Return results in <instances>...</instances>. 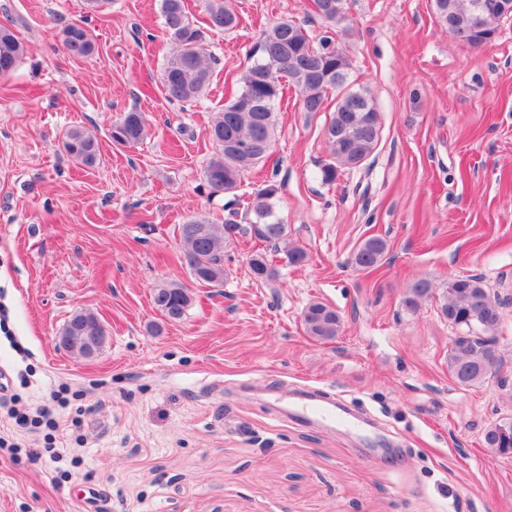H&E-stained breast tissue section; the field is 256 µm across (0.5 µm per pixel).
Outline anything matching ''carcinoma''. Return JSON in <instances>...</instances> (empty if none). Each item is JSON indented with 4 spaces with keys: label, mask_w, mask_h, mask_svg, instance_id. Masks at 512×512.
<instances>
[{
    "label": "carcinoma",
    "mask_w": 512,
    "mask_h": 512,
    "mask_svg": "<svg viewBox=\"0 0 512 512\" xmlns=\"http://www.w3.org/2000/svg\"><path fill=\"white\" fill-rule=\"evenodd\" d=\"M324 22L323 35L313 41L304 26L282 19L264 30L246 53L241 72L240 90L224 107L214 113L209 136L216 152L209 160L205 182L210 192L231 194L241 184L244 171L266 161L277 136V106L285 84L299 91L303 112H325L329 93L339 91L333 114L324 131L328 159L319 166V178L333 184L344 170L359 168L374 152L380 138L378 114L368 91L358 87L345 89L350 62L336 45V24L346 14L347 0H313ZM205 26L195 24L187 15L186 0H161L164 27L173 44L167 58L162 85L166 97L179 103H195L205 94L212 75L213 56L206 52L207 33H226L238 26V16L228 0H202ZM436 19L458 41L479 45L496 31L495 22L504 17L499 0H432ZM63 46L74 57L88 58L97 52L93 34L73 23L63 29ZM24 52L23 45L6 25H0V76L14 70ZM145 135L141 112L133 109L112 125L110 137L118 144L134 145ZM65 152L81 164L92 167L100 158L98 139L80 127L70 129L65 137ZM278 188L269 183L250 195L246 215L249 223L226 220L214 224L204 218L179 225L186 251L190 277L200 285L224 283V249L243 234L264 243L282 239L286 225L276 213ZM386 251L380 237L366 239L355 252L356 268L372 272ZM251 273L257 279L274 276L267 255L255 251L249 259ZM433 291L427 280L410 288L405 306L414 308L419 299ZM153 304L168 319L179 320L190 304L188 289L163 285L153 292ZM442 316L461 329L448 350V372L461 386L478 385L488 377L487 367L500 368L502 357L495 334L501 323L499 302L482 278L459 276L448 283L440 305ZM308 335L323 341L338 336L341 319L335 310L321 302L309 304L302 315ZM106 330L92 312L75 313L61 334L67 351L88 356L99 352ZM486 447L501 455L512 454V428L504 424L488 427L483 434Z\"/></svg>",
    "instance_id": "cac0c4a2"
}]
</instances>
